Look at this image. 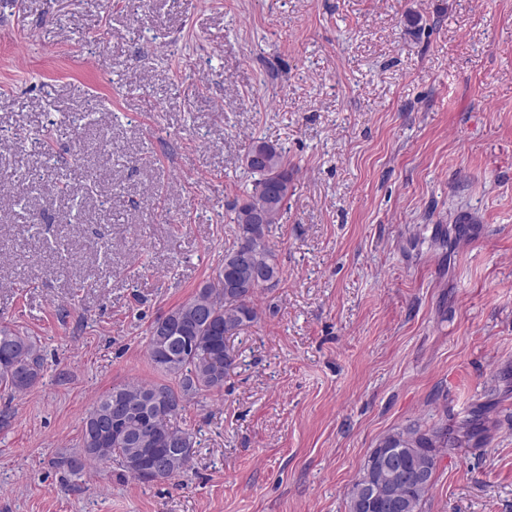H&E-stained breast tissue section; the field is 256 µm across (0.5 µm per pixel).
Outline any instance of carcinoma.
<instances>
[{"mask_svg": "<svg viewBox=\"0 0 512 512\" xmlns=\"http://www.w3.org/2000/svg\"><path fill=\"white\" fill-rule=\"evenodd\" d=\"M258 144L262 145L261 157L246 163L257 179L248 198L234 207L236 240L224 249V286L200 288L157 318L150 329V359L159 371L177 380V386L128 383L114 386L103 394L83 418L81 451L85 460L97 465L114 463L129 475L147 481L149 477L145 465L139 461L138 449L128 441L129 435L140 433L166 465L165 479L171 480L185 470L195 446V434L175 425L185 397L223 387L224 375L234 363L227 349V337L257 320L254 304L257 292L266 286L273 288L280 281L281 270L268 233L288 202L291 175L282 148L254 140L248 151ZM256 211L264 212L266 223H252ZM244 247L251 254V267L267 274V284L255 281L248 269L235 264L238 250ZM42 372L43 357L37 340L1 323L0 386L22 392L33 387ZM152 397L158 407L148 413L143 428L138 418L117 422L111 417L112 401L117 398L139 403ZM442 438L439 429L423 431L408 427L385 436L378 447L402 448L412 465L424 466L432 473L436 470ZM364 473L365 470H360L347 491L348 512H368L361 507ZM433 486L428 481L414 486L400 485L397 490L411 504V512H422L423 502Z\"/></svg>", "mask_w": 512, "mask_h": 512, "instance_id": "obj_1", "label": "carcinoma"}]
</instances>
